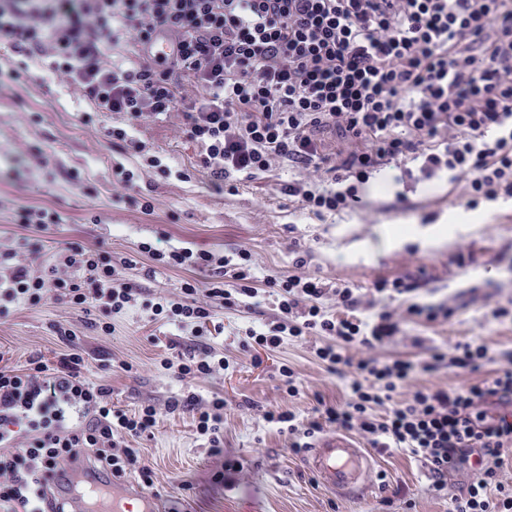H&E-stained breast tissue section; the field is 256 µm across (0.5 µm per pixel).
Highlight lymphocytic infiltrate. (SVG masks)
<instances>
[{
    "instance_id": "lymphocytic-infiltrate-1",
    "label": "lymphocytic infiltrate",
    "mask_w": 512,
    "mask_h": 512,
    "mask_svg": "<svg viewBox=\"0 0 512 512\" xmlns=\"http://www.w3.org/2000/svg\"><path fill=\"white\" fill-rule=\"evenodd\" d=\"M160 30L174 37L175 54L144 56L142 46ZM0 38L46 63L94 111L112 113L113 144L165 178L184 173L172 171L138 129L174 112L215 186L286 165L300 175L285 194L319 218L350 209L371 178L411 163L424 178L443 173L449 183L464 182L468 206L512 198V0H0ZM140 250L168 268L223 273L224 285L203 291L186 281L177 297L146 301L119 278L110 252L67 242L40 274L7 248L0 249V317L51 298L98 310L106 335L113 315L139 307L203 336L213 305L252 311L268 288L279 315L247 327L241 348L273 350L317 332L330 339L316 349L318 359L349 378L344 405H322L303 419L265 412L293 451L333 426L379 450L410 452L425 463L434 490H444L450 474H472L453 512H512V488L500 479L512 455V363L469 386L422 388L397 403L394 393L416 371L445 363L474 372L487 348L459 343L420 367L357 360L351 346L382 345L400 322L386 308L358 317L361 301L349 286L258 276L243 248L228 256L148 243ZM331 295L336 316L323 305ZM56 330L72 343L56 367L35 358L24 369L0 367V512H66L53 481L78 453L92 473L134 472L143 489L154 486L131 442L151 433L157 409L112 408L108 387L88 375L74 331ZM161 364L192 381L228 362L204 346ZM167 408L191 411L197 434L221 450L223 398L205 402L191 392Z\"/></svg>"
}]
</instances>
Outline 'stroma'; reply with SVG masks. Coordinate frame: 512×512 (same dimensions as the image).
I'll list each match as a JSON object with an SVG mask.
<instances>
[{
	"label": "stroma",
	"instance_id": "35a3bbf8",
	"mask_svg": "<svg viewBox=\"0 0 512 512\" xmlns=\"http://www.w3.org/2000/svg\"><path fill=\"white\" fill-rule=\"evenodd\" d=\"M89 106L53 80L35 60L16 56L0 42V248L24 250L38 243L41 259L58 246L77 242L111 252L125 281L148 297H172L187 280L220 282L217 274L165 268L141 253V243L159 249L190 247L231 254L248 249L260 274L319 276L354 288L370 316L368 302L382 279L412 277L420 283L414 301L446 303L451 317L432 324L404 320L387 345L375 349L383 359L429 361L433 350L455 344L485 345L488 359L479 371L458 375L446 366L417 374L398 388L403 401L416 389L478 382L512 358V320L491 316L495 306L512 309V204L469 208L463 188L443 180L396 184L392 172L371 179L364 206L324 219L315 218L284 193L294 171L278 168L238 182L235 191L215 190L196 169L193 145L180 137L175 115L148 121L140 137L162 150L188 180L164 178L139 167L138 157L121 152L106 134L111 114L82 116ZM138 171L139 192L153 198L155 210L122 200L112 167ZM79 172L71 180L70 172ZM56 211L60 223L38 232L19 224L20 208ZM304 265H297V258ZM257 311L225 313L215 308L219 333L193 337L189 330L152 320L135 308L113 316L112 334L86 313L54 300L0 317V366L20 368L41 355L56 365L77 344L91 365V379L107 385L115 406L133 411L151 404L160 410L152 434L137 448L154 471L153 492L162 512H451L452 497L470 482L454 475L437 492L425 464L401 449L377 453L364 497L348 500L319 485L294 453L288 438L266 422L268 409L307 415L318 402H341L346 382L329 373L315 355L324 337L287 339L274 351H242L237 332L273 320V298L260 295ZM66 324L74 342L58 336ZM202 345L222 353L226 370L185 387L160 365L170 353H192ZM129 362L133 371L120 369ZM293 368L299 392L289 396L279 373ZM193 390L203 400L224 399V448L214 454L195 432L191 412L166 413L171 397Z\"/></svg>",
	"mask_w": 512,
	"mask_h": 512
}]
</instances>
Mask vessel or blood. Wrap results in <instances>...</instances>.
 Segmentation results:
<instances>
[{
  "label": "vessel or blood",
  "instance_id": "1",
  "mask_svg": "<svg viewBox=\"0 0 512 512\" xmlns=\"http://www.w3.org/2000/svg\"><path fill=\"white\" fill-rule=\"evenodd\" d=\"M305 462L325 487L348 498L363 496L374 461L358 440L341 434L319 438L309 448ZM69 480L88 484V494L67 492L70 512H159L156 501L124 481L102 483L88 472L83 461L66 468Z\"/></svg>",
  "mask_w": 512,
  "mask_h": 512
}]
</instances>
